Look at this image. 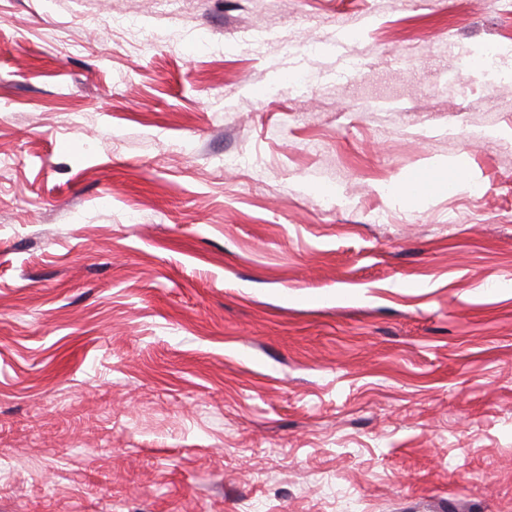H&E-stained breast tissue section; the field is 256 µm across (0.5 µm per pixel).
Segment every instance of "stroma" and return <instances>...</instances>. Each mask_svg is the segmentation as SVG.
<instances>
[{
  "instance_id": "1",
  "label": "stroma",
  "mask_w": 512,
  "mask_h": 512,
  "mask_svg": "<svg viewBox=\"0 0 512 512\" xmlns=\"http://www.w3.org/2000/svg\"><path fill=\"white\" fill-rule=\"evenodd\" d=\"M492 46L495 0H0V512H512Z\"/></svg>"
}]
</instances>
